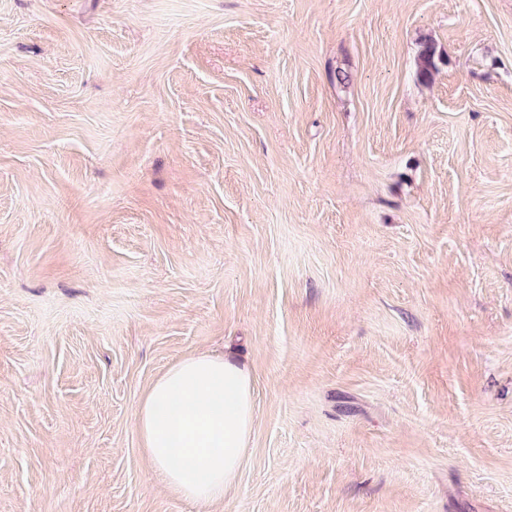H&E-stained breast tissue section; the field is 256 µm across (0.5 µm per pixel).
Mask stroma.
<instances>
[{
	"label": "stroma",
	"instance_id": "stroma-1",
	"mask_svg": "<svg viewBox=\"0 0 512 512\" xmlns=\"http://www.w3.org/2000/svg\"><path fill=\"white\" fill-rule=\"evenodd\" d=\"M228 346L212 512H512V0H0V512H202L135 413ZM439 59V53L437 48L431 42H427L423 45L417 64V79L423 83H429L433 80L434 75L438 72L437 60Z\"/></svg>",
	"mask_w": 512,
	"mask_h": 512
}]
</instances>
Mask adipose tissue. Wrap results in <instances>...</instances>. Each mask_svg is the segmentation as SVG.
Listing matches in <instances>:
<instances>
[{
	"mask_svg": "<svg viewBox=\"0 0 512 512\" xmlns=\"http://www.w3.org/2000/svg\"><path fill=\"white\" fill-rule=\"evenodd\" d=\"M250 371L231 355L196 354L171 364L142 394L135 427L143 456L176 497L223 502L253 431Z\"/></svg>",
	"mask_w": 512,
	"mask_h": 512,
	"instance_id": "obj_1",
	"label": "adipose tissue"
}]
</instances>
